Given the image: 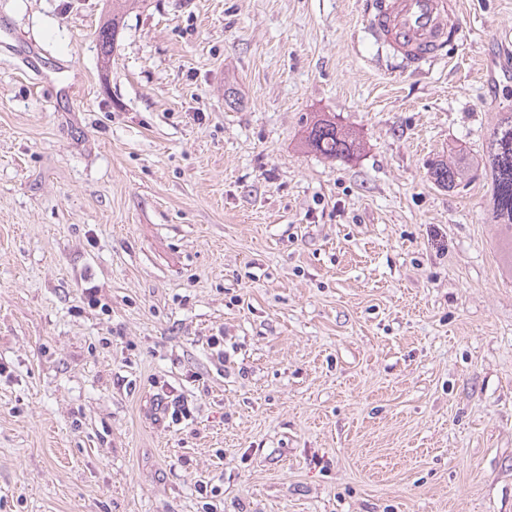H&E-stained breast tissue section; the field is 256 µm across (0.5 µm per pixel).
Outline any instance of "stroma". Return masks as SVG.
<instances>
[{"instance_id": "1", "label": "stroma", "mask_w": 512, "mask_h": 512, "mask_svg": "<svg viewBox=\"0 0 512 512\" xmlns=\"http://www.w3.org/2000/svg\"><path fill=\"white\" fill-rule=\"evenodd\" d=\"M363 2L0 0V512H512V0L418 73ZM128 2H141L144 4L145 0H113L112 1V20L104 23L96 33V39L99 42L101 57L103 62H109L114 48V43L118 35L121 19L124 13V9L127 7ZM491 220L508 235L512 265V112L499 113L488 151ZM356 138L353 134L336 125L330 118L318 117L310 122L305 130L302 145L325 158L353 153ZM471 172L469 163L461 156L449 157L448 161H436L431 167V176L434 182L448 189L465 187L472 177Z\"/></svg>"}]
</instances>
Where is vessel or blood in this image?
I'll return each mask as SVG.
<instances>
[{"mask_svg": "<svg viewBox=\"0 0 512 512\" xmlns=\"http://www.w3.org/2000/svg\"><path fill=\"white\" fill-rule=\"evenodd\" d=\"M370 33L404 63L442 61L459 35L455 0H364Z\"/></svg>", "mask_w": 512, "mask_h": 512, "instance_id": "b4317fda", "label": "vessel or blood"}]
</instances>
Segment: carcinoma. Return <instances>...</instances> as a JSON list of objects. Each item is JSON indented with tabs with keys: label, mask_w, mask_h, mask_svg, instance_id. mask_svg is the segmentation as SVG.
Segmentation results:
<instances>
[{
	"label": "carcinoma",
	"mask_w": 512,
	"mask_h": 512,
	"mask_svg": "<svg viewBox=\"0 0 512 512\" xmlns=\"http://www.w3.org/2000/svg\"><path fill=\"white\" fill-rule=\"evenodd\" d=\"M129 0H112V19L96 33L103 62L110 60L124 9ZM356 138L330 118L318 117L305 130L302 145L325 158L348 155L354 150ZM491 186V220L507 233L512 246V112H501L495 123L488 151ZM431 176L441 187H464L472 177L471 167L461 156L432 164Z\"/></svg>",
	"instance_id": "obj_1"
}]
</instances>
